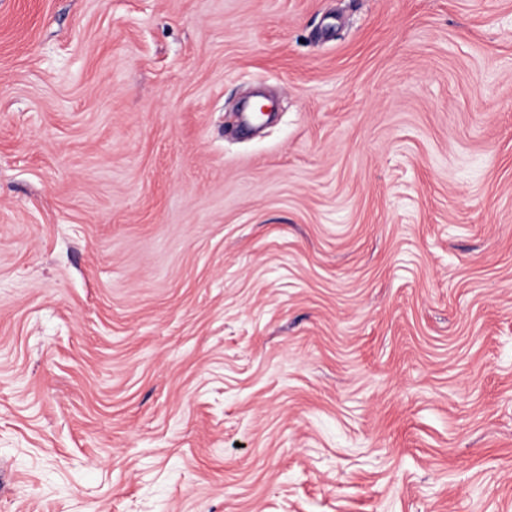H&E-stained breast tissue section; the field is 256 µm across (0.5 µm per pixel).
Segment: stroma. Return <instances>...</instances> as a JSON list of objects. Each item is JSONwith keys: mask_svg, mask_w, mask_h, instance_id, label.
<instances>
[{"mask_svg": "<svg viewBox=\"0 0 512 512\" xmlns=\"http://www.w3.org/2000/svg\"><path fill=\"white\" fill-rule=\"evenodd\" d=\"M0 512H512V0H0Z\"/></svg>", "mask_w": 512, "mask_h": 512, "instance_id": "35a3bbf8", "label": "stroma"}]
</instances>
